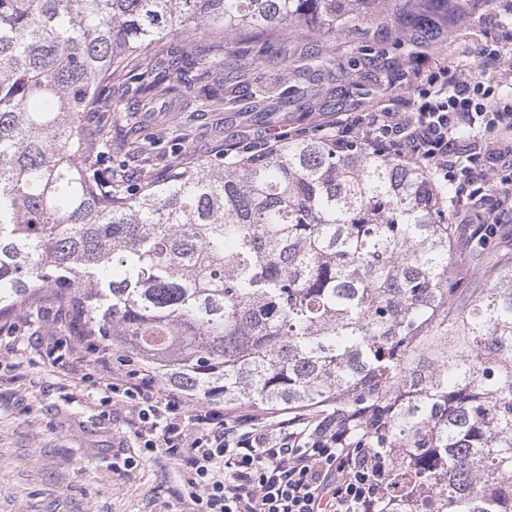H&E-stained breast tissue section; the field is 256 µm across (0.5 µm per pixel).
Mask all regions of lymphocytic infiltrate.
<instances>
[{"label": "lymphocytic infiltrate", "instance_id": "obj_1", "mask_svg": "<svg viewBox=\"0 0 512 512\" xmlns=\"http://www.w3.org/2000/svg\"><path fill=\"white\" fill-rule=\"evenodd\" d=\"M417 90L418 111L344 112L326 133L337 147L361 139L376 154L418 166L434 183L453 184L459 198L494 191L467 233L473 241L496 237L512 218V106L473 77L434 72ZM66 341L89 354L101 390L130 406L141 446L181 466L183 495L196 512H374L387 457L341 415L295 409L272 421L218 404L193 408L97 337L76 332Z\"/></svg>", "mask_w": 512, "mask_h": 512}]
</instances>
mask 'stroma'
Here are the masks:
<instances>
[{
	"label": "stroma",
	"mask_w": 512,
	"mask_h": 512,
	"mask_svg": "<svg viewBox=\"0 0 512 512\" xmlns=\"http://www.w3.org/2000/svg\"><path fill=\"white\" fill-rule=\"evenodd\" d=\"M512 0H469L459 12L445 0H382L366 32L281 35L288 54L227 62L224 109L199 112L185 95L178 112H116L114 140L153 138L148 161L162 174L174 153L212 158L219 142L266 143L275 129L315 133L340 112L377 105L416 111L414 74L446 70L501 83L490 50L512 51L502 23ZM323 50L329 65L309 56ZM270 111H253L260 91ZM69 318L50 294L0 318V512H191L183 474L161 451H142L129 409L99 393L83 353L63 342Z\"/></svg>",
	"instance_id": "35a3bbf8"
}]
</instances>
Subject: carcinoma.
I'll return each mask as SVG.
<instances>
[{"instance_id":"carcinoma-1","label":"carcinoma","mask_w":512,"mask_h":512,"mask_svg":"<svg viewBox=\"0 0 512 512\" xmlns=\"http://www.w3.org/2000/svg\"><path fill=\"white\" fill-rule=\"evenodd\" d=\"M381 0H0V317L45 290L77 329L226 407L375 424V512H512V253L471 280L422 169L296 137L157 179L112 163V113L155 111L224 67L168 35L262 58L282 32L364 31Z\"/></svg>"}]
</instances>
